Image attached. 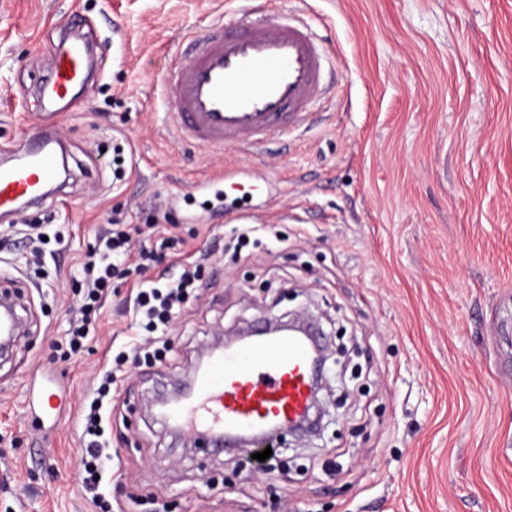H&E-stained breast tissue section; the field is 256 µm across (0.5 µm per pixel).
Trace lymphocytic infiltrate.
<instances>
[{
    "mask_svg": "<svg viewBox=\"0 0 512 512\" xmlns=\"http://www.w3.org/2000/svg\"><path fill=\"white\" fill-rule=\"evenodd\" d=\"M140 232V227L114 221L97 236L95 246L83 263V278L75 286L81 300L70 313L67 355L82 351L93 336L103 301L112 290L113 278L133 274L138 277V292L134 299L138 333L115 360L119 363L142 358L159 360L171 351L169 330L192 291L198 288L203 266L200 261L193 260L182 264L178 276L148 277L147 272L158 261L159 255L137 248L136 237ZM115 382L112 368L100 370L83 410L85 441L79 472L84 489L98 512H112L103 489V478L112 461V450L104 432L112 412Z\"/></svg>",
    "mask_w": 512,
    "mask_h": 512,
    "instance_id": "f902f5d3",
    "label": "lymphocytic infiltrate"
}]
</instances>
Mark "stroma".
<instances>
[{
	"mask_svg": "<svg viewBox=\"0 0 512 512\" xmlns=\"http://www.w3.org/2000/svg\"><path fill=\"white\" fill-rule=\"evenodd\" d=\"M94 22L101 81L58 128L85 174L36 216L41 246L0 243V277L26 298L28 330L0 365V512H92L77 470L80 406L96 370L136 332V277L114 280L77 358L58 344L72 283L107 218L176 236L153 275L204 262L200 297L171 330L176 358L128 363L105 437L112 512H512V0H0V146L41 109L72 4ZM308 17L337 60L336 94L309 129L260 153L175 141L165 54L219 14ZM126 173L114 177L113 146ZM234 172L226 202L254 213L258 246L213 216L204 177ZM308 310L334 389L320 436L276 440L274 476L251 451L214 452L147 412L188 378L216 328ZM54 395L38 413L32 392Z\"/></svg>",
	"mask_w": 512,
	"mask_h": 512,
	"instance_id": "stroma-1",
	"label": "stroma"
}]
</instances>
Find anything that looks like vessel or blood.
<instances>
[{
  "label": "vessel or blood",
  "mask_w": 512,
  "mask_h": 512,
  "mask_svg": "<svg viewBox=\"0 0 512 512\" xmlns=\"http://www.w3.org/2000/svg\"><path fill=\"white\" fill-rule=\"evenodd\" d=\"M70 20L83 38L63 42L34 83L49 109L33 133L0 151L1 215L42 204L67 161L52 106L72 102L93 67L88 20L78 9ZM168 57L169 126L179 140L203 149H257L272 133L304 127L314 105L333 91L334 60L298 15L225 14ZM314 348L309 336L255 335L207 354L186 396L170 409L171 425L217 450L263 446L269 427L307 416Z\"/></svg>",
  "instance_id": "b4317fda"
}]
</instances>
